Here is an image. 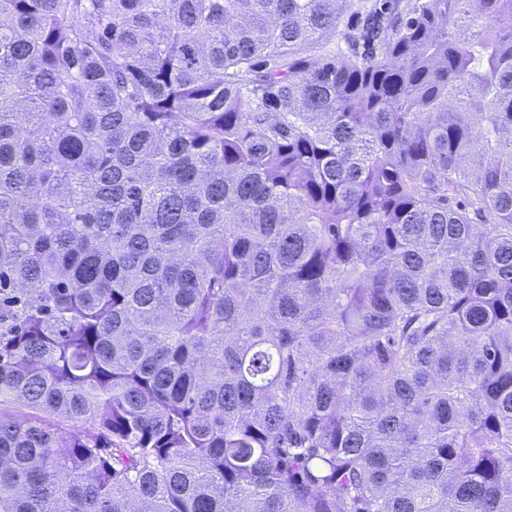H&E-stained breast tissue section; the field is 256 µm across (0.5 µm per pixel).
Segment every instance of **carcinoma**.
<instances>
[{
  "mask_svg": "<svg viewBox=\"0 0 512 512\" xmlns=\"http://www.w3.org/2000/svg\"><path fill=\"white\" fill-rule=\"evenodd\" d=\"M0 0V512H512V0ZM384 0H352L348 7L341 13L336 29L327 33L321 42L319 48L314 49L318 53L341 54L347 51V38L352 33L358 17L372 5L379 6Z\"/></svg>",
  "mask_w": 512,
  "mask_h": 512,
  "instance_id": "cac0c4a2",
  "label": "carcinoma"
}]
</instances>
